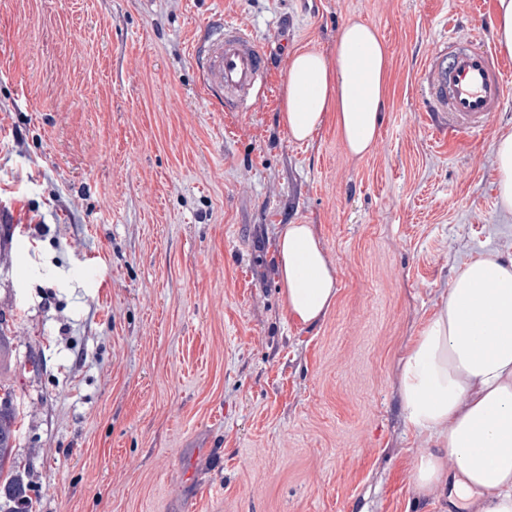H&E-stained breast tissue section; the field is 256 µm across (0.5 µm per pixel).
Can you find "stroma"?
I'll return each mask as SVG.
<instances>
[{
	"label": "stroma",
	"mask_w": 512,
	"mask_h": 512,
	"mask_svg": "<svg viewBox=\"0 0 512 512\" xmlns=\"http://www.w3.org/2000/svg\"><path fill=\"white\" fill-rule=\"evenodd\" d=\"M496 0H0V365L38 512H456L418 497L423 446L398 362L463 264L512 257L493 145L426 129L444 31L494 47ZM271 53L247 112L191 59L215 12ZM390 54L374 151L335 121L293 141L289 52L335 61L343 26ZM313 225L336 303L283 311L278 232Z\"/></svg>",
	"instance_id": "obj_1"
}]
</instances>
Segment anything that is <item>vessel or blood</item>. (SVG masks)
I'll list each match as a JSON object with an SVG mask.
<instances>
[{
	"label": "vessel or blood",
	"instance_id": "obj_1",
	"mask_svg": "<svg viewBox=\"0 0 512 512\" xmlns=\"http://www.w3.org/2000/svg\"><path fill=\"white\" fill-rule=\"evenodd\" d=\"M192 60L201 88L221 112H245L266 90L271 60L247 29L221 18L198 30ZM427 119L437 134H481L493 112L512 96L501 59L476 37L445 35L422 71Z\"/></svg>",
	"mask_w": 512,
	"mask_h": 512
}]
</instances>
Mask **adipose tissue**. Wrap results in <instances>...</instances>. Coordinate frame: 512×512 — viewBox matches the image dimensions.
I'll return each instance as SVG.
<instances>
[{"label": "adipose tissue", "instance_id": "adipose-tissue-1", "mask_svg": "<svg viewBox=\"0 0 512 512\" xmlns=\"http://www.w3.org/2000/svg\"><path fill=\"white\" fill-rule=\"evenodd\" d=\"M388 94V52L375 30L353 21L337 58L314 50L289 61L282 122L297 142L335 116L348 151L374 150ZM498 206L512 216V133L494 143ZM284 305L300 325L318 324L338 294L337 269L309 224L284 225L276 243ZM405 420L426 447L415 461L419 495L453 492L472 512H512V258L467 262L443 303L399 361Z\"/></svg>", "mask_w": 512, "mask_h": 512}]
</instances>
